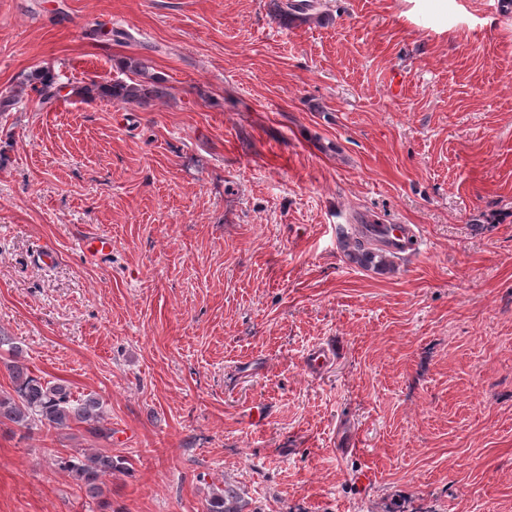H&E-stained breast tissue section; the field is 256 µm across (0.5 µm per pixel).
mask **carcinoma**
Masks as SVG:
<instances>
[{"mask_svg": "<svg viewBox=\"0 0 512 512\" xmlns=\"http://www.w3.org/2000/svg\"><path fill=\"white\" fill-rule=\"evenodd\" d=\"M123 67L137 74L139 80L131 83L92 80L72 86L68 95L113 104H145L167 95L162 78L150 73L144 60L129 58L123 62ZM23 85L44 103L56 99L62 89L57 75L48 66L27 74ZM342 243L347 259L363 268L383 269L391 263L386 252L372 246L370 239L357 233H344ZM3 346L8 347L11 357L6 367L11 375L13 392L0 396V423L9 422L27 431L35 427L51 431L73 424H87L95 436L110 434V430L101 425L102 403L97 396L89 394L76 398L68 386L32 374L17 361L19 347L11 338L0 334V347ZM118 468L119 463L112 456L101 452L72 457L60 465V469L71 475L86 495L95 500L103 496L104 479ZM246 506L236 491L218 490L206 501V512H245Z\"/></svg>", "mask_w": 512, "mask_h": 512, "instance_id": "cac0c4a2", "label": "carcinoma"}]
</instances>
